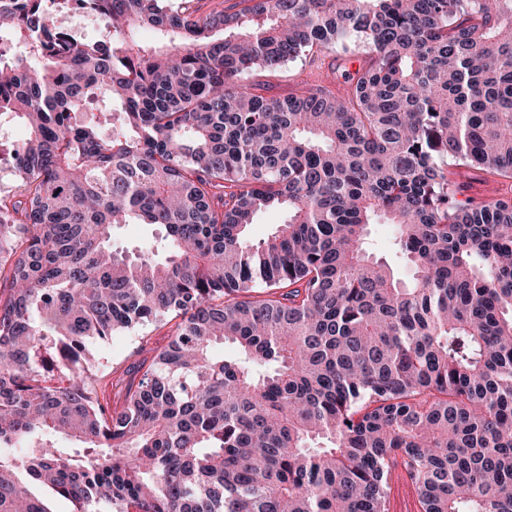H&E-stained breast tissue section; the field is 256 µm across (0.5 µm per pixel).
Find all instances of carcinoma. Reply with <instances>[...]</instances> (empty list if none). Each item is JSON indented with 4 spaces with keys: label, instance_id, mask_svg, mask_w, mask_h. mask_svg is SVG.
Wrapping results in <instances>:
<instances>
[{
    "label": "carcinoma",
    "instance_id": "1",
    "mask_svg": "<svg viewBox=\"0 0 512 512\" xmlns=\"http://www.w3.org/2000/svg\"><path fill=\"white\" fill-rule=\"evenodd\" d=\"M61 2L0 0V512H387L397 464L422 512H512V197L451 178H512V0H77L92 41ZM339 51L345 93L257 92ZM452 178L460 184V199L470 198L480 202L490 201L499 195H512V180L502 183L478 171H468ZM285 215L278 210H267L259 213L256 217L255 224L250 228V234L254 239H262L271 234L276 224L283 223ZM391 231L388 224H374L370 228L369 241L371 243V253L377 257L387 260L396 268H400V258H398L390 247ZM168 328L169 325L159 328L149 325L112 337L110 345H106L103 353L108 359L107 365L118 375L137 366L151 357L153 348L165 344Z\"/></svg>",
    "mask_w": 512,
    "mask_h": 512
}]
</instances>
